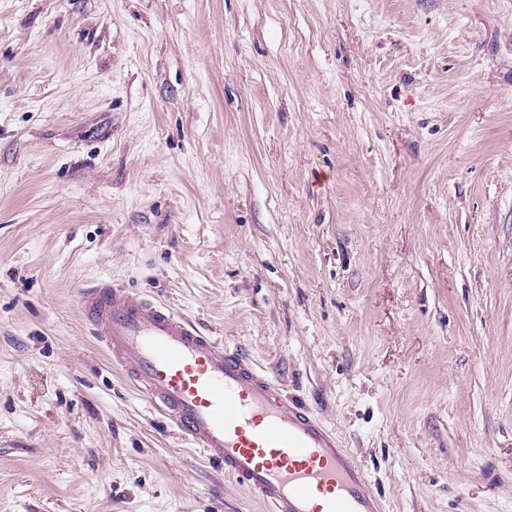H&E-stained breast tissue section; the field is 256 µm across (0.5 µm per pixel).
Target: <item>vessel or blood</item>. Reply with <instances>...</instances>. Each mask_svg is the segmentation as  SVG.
Wrapping results in <instances>:
<instances>
[{"label":"vessel or blood","instance_id":"obj_1","mask_svg":"<svg viewBox=\"0 0 512 512\" xmlns=\"http://www.w3.org/2000/svg\"><path fill=\"white\" fill-rule=\"evenodd\" d=\"M85 315L153 409L269 512H382L333 430L175 309L103 284Z\"/></svg>","mask_w":512,"mask_h":512}]
</instances>
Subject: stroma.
<instances>
[{
    "instance_id": "35a3bbf8",
    "label": "stroma",
    "mask_w": 512,
    "mask_h": 512,
    "mask_svg": "<svg viewBox=\"0 0 512 512\" xmlns=\"http://www.w3.org/2000/svg\"><path fill=\"white\" fill-rule=\"evenodd\" d=\"M512 512V0H0V512H265L113 364L100 283Z\"/></svg>"
}]
</instances>
